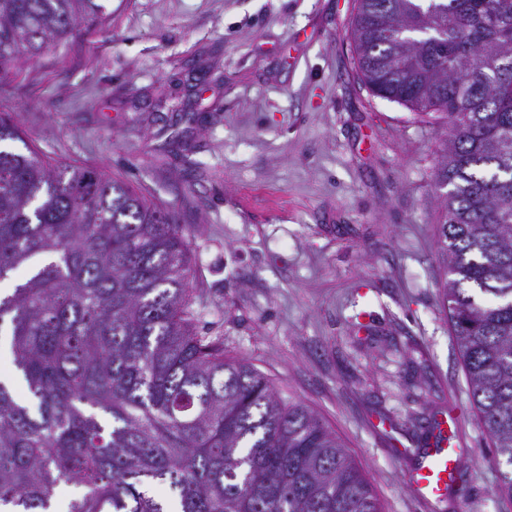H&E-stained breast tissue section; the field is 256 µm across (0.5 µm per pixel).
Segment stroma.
Listing matches in <instances>:
<instances>
[{
  "label": "stroma",
  "mask_w": 512,
  "mask_h": 512,
  "mask_svg": "<svg viewBox=\"0 0 512 512\" xmlns=\"http://www.w3.org/2000/svg\"><path fill=\"white\" fill-rule=\"evenodd\" d=\"M0 84L30 145L174 210L199 335L303 402L382 512H512L440 305L443 127L372 96L354 0H107ZM446 434L461 465L409 476ZM412 476L415 492L423 499L442 497L448 491V481L458 468V460L448 448H441L428 455Z\"/></svg>",
  "instance_id": "stroma-1"
}]
</instances>
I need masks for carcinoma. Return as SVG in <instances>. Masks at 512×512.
Wrapping results in <instances>:
<instances>
[{
    "label": "carcinoma",
    "mask_w": 512,
    "mask_h": 512,
    "mask_svg": "<svg viewBox=\"0 0 512 512\" xmlns=\"http://www.w3.org/2000/svg\"><path fill=\"white\" fill-rule=\"evenodd\" d=\"M102 0H0V82L102 23ZM364 86L446 127L442 303L512 497V0H356ZM23 140L0 113V144ZM0 505L49 512H381L305 404L200 336L175 211L103 172L0 148ZM168 484L174 499L150 492ZM3 349L2 354L0 350V370H1V363H2V376L4 377H11V386L13 389V392L15 396L21 400V401H28L29 400V394L27 391V388L25 384L22 382L21 379L17 376V373L15 371V367L13 365L12 356L9 350L8 345L5 343L3 336ZM2 355V360H1ZM2 376L0 380L2 381Z\"/></svg>",
    "instance_id": "cac0c4a2"
}]
</instances>
